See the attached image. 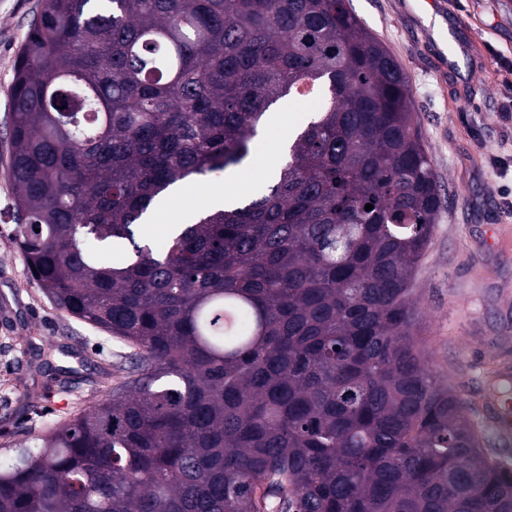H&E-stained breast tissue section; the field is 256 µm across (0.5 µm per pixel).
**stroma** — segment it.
Returning a JSON list of instances; mask_svg holds the SVG:
<instances>
[{"mask_svg": "<svg viewBox=\"0 0 512 512\" xmlns=\"http://www.w3.org/2000/svg\"><path fill=\"white\" fill-rule=\"evenodd\" d=\"M441 17L468 44L449 66L418 0H350L349 7L404 70L416 121L432 157L441 206L414 286L426 338L423 360L483 428L482 446L512 465V443L486 409L496 372L512 368V130L498 112L512 83V0H441ZM41 0H0V445L41 434L101 397L128 347L56 308L12 243L10 109L16 60ZM224 173L190 178L170 204L202 212Z\"/></svg>", "mask_w": 512, "mask_h": 512, "instance_id": "obj_1", "label": "stroma"}]
</instances>
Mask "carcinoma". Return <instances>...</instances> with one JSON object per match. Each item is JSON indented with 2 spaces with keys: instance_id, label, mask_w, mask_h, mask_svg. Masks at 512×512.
I'll return each instance as SVG.
<instances>
[{
  "instance_id": "carcinoma-1",
  "label": "carcinoma",
  "mask_w": 512,
  "mask_h": 512,
  "mask_svg": "<svg viewBox=\"0 0 512 512\" xmlns=\"http://www.w3.org/2000/svg\"><path fill=\"white\" fill-rule=\"evenodd\" d=\"M305 88L317 108L257 197L138 238ZM10 141L13 243L132 352L75 417L0 447V512H512V468L423 365L438 181L405 73L347 0H41Z\"/></svg>"
}]
</instances>
